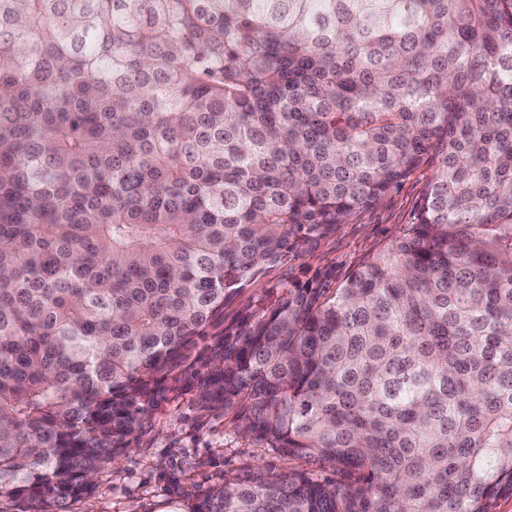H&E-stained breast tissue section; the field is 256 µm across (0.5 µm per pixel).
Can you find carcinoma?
Instances as JSON below:
<instances>
[{
	"label": "carcinoma",
	"instance_id": "cac0c4a2",
	"mask_svg": "<svg viewBox=\"0 0 512 512\" xmlns=\"http://www.w3.org/2000/svg\"><path fill=\"white\" fill-rule=\"evenodd\" d=\"M427 164L414 223L198 380L340 480L194 512L512 497V0H0V491L65 512L226 299Z\"/></svg>",
	"mask_w": 512,
	"mask_h": 512
}]
</instances>
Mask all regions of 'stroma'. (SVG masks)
I'll use <instances>...</instances> for the list:
<instances>
[{"label": "stroma", "mask_w": 512, "mask_h": 512, "mask_svg": "<svg viewBox=\"0 0 512 512\" xmlns=\"http://www.w3.org/2000/svg\"><path fill=\"white\" fill-rule=\"evenodd\" d=\"M430 167L415 170L380 204L357 212L348 223L314 240L308 249L250 281L160 374L163 393L137 432L131 449L104 463L94 491L68 512H190L212 488L242 478L253 468L272 474L312 470L309 459L285 460L241 435L235 410L202 405L198 378L227 323L249 311L257 299L274 300L284 287L332 268L337 279L389 244L413 223L423 200Z\"/></svg>", "instance_id": "stroma-1"}]
</instances>
